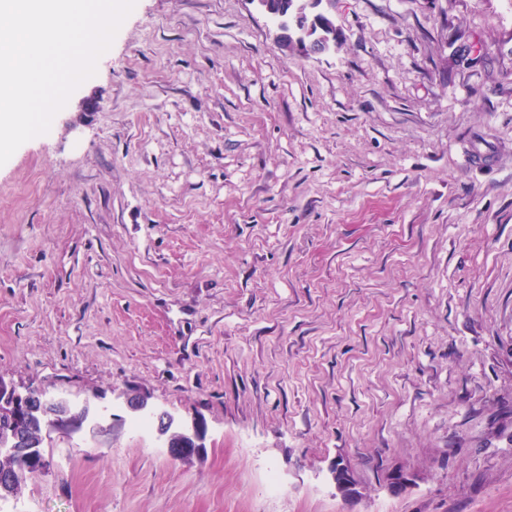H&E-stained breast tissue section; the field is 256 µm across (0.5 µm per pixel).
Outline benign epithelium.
<instances>
[{
  "label": "benign epithelium",
  "instance_id": "1",
  "mask_svg": "<svg viewBox=\"0 0 512 512\" xmlns=\"http://www.w3.org/2000/svg\"><path fill=\"white\" fill-rule=\"evenodd\" d=\"M262 12L268 17L277 16L285 18L295 33V50L305 49L304 55L310 56L322 53L319 35L314 26L315 19L300 14H288L281 10H274L269 0H257ZM32 389L23 391L13 385H0V423L7 426V435L0 438V458H19L27 462L37 461L41 469L51 466L49 457L45 456L43 449L29 439L20 411L32 403ZM48 413V430L67 436L79 432L83 426V419L71 413L61 399L40 398ZM126 405L134 413L149 414L156 424L157 432L166 437V448L169 454L178 450H192L196 453L202 451L200 444L201 434L198 428L192 430H179L172 416L165 411L148 407V402L133 395L127 396Z\"/></svg>",
  "mask_w": 512,
  "mask_h": 512
}]
</instances>
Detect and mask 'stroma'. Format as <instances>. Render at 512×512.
Instances as JSON below:
<instances>
[{
  "mask_svg": "<svg viewBox=\"0 0 512 512\" xmlns=\"http://www.w3.org/2000/svg\"><path fill=\"white\" fill-rule=\"evenodd\" d=\"M319 10L136 0L0 166V377L90 410L6 512H512V0ZM257 3L262 12L268 18L277 16L279 18L287 19L288 23H286V30L281 27H277L280 31L279 38L280 40L286 39L289 25L295 33V50L304 56L323 53L320 46L321 39L322 46L326 50H329L331 46H336L339 41V34L337 33L336 26L332 20L323 13H317L312 19H309L308 16L304 17L301 14H288V12L283 13V10H274L270 7L269 0H257ZM315 17L319 23L318 31L323 38L317 33L314 26V23L317 25ZM294 42L292 37L288 36L287 46L289 50H294ZM302 46L305 49L304 53L300 51V47ZM135 396V394L127 396L128 409L134 413H147L154 419L158 434L166 437V448H168L169 454L173 455L177 450H193L198 454L202 451V445L199 443L201 434L198 427L192 426L191 431H181L167 412L150 408L144 397L142 399L135 398Z\"/></svg>",
  "mask_w": 512,
  "mask_h": 512,
  "instance_id": "1",
  "label": "stroma"
}]
</instances>
